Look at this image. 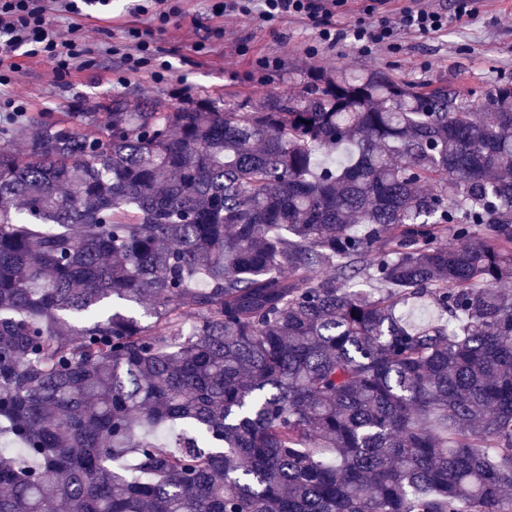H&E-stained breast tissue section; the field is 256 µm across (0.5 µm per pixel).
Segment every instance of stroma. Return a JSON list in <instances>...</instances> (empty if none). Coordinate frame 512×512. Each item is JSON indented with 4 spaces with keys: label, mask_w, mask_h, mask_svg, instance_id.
I'll return each mask as SVG.
<instances>
[{
    "label": "stroma",
    "mask_w": 512,
    "mask_h": 512,
    "mask_svg": "<svg viewBox=\"0 0 512 512\" xmlns=\"http://www.w3.org/2000/svg\"><path fill=\"white\" fill-rule=\"evenodd\" d=\"M180 13L166 29L148 15H132V0H112L107 19L90 20L101 52L61 80H53L51 65L39 58H23L11 94L31 112H63L68 102L84 108L115 96L131 99L153 96H187L210 92L228 106L288 92L303 94L310 77L319 72L383 71L419 87L446 86L469 94L480 107L486 92L512 80V0H477L475 13L447 31L421 36L400 32L399 48H378L364 56L350 42L321 47L315 44L323 24L348 29L366 17L367 0H347L330 17L262 18L259 11L219 16L213 0H176ZM147 31L160 59L171 65L167 80L155 79L152 68L128 71L120 56L104 53L105 45L122 40L127 26ZM223 37H216V30ZM277 59L264 68L263 58Z\"/></svg>",
    "instance_id": "35a3bbf8"
}]
</instances>
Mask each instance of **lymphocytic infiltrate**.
<instances>
[{
	"label": "lymphocytic infiltrate",
	"mask_w": 512,
	"mask_h": 512,
	"mask_svg": "<svg viewBox=\"0 0 512 512\" xmlns=\"http://www.w3.org/2000/svg\"><path fill=\"white\" fill-rule=\"evenodd\" d=\"M346 0H262L261 15L266 19L288 16H329ZM112 10V0H0V113L19 112L23 106L6 92L19 69L15 55L42 58L52 65L54 77H62L82 65L93 50L82 18ZM473 12L472 0H458L454 17L427 8H407L396 14L380 15L372 22L361 21L348 30L339 31L326 25L318 32V41L334 46L348 40L364 55L382 46H394L399 32L410 31L428 36L448 28L449 19L463 21ZM72 19L68 35H61L52 23V15ZM119 49L127 70L135 72L154 66L157 78L169 71L168 62L159 60L152 43L137 27L125 29Z\"/></svg>",
	"instance_id": "obj_1"
}]
</instances>
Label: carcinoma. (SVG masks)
Returning <instances> with one entry per match:
<instances>
[{"mask_svg": "<svg viewBox=\"0 0 512 512\" xmlns=\"http://www.w3.org/2000/svg\"><path fill=\"white\" fill-rule=\"evenodd\" d=\"M483 109L376 71L0 118V512H512Z\"/></svg>", "mask_w": 512, "mask_h": 512, "instance_id": "1", "label": "carcinoma"}]
</instances>
